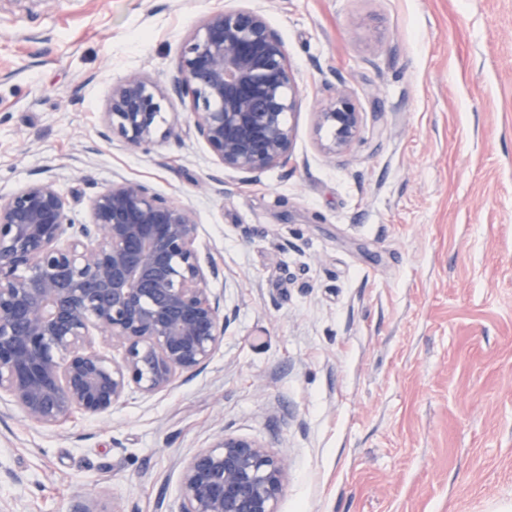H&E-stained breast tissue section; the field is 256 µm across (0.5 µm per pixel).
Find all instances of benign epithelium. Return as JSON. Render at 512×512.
<instances>
[{"label":"benign epithelium","mask_w":512,"mask_h":512,"mask_svg":"<svg viewBox=\"0 0 512 512\" xmlns=\"http://www.w3.org/2000/svg\"><path fill=\"white\" fill-rule=\"evenodd\" d=\"M315 112L329 161L364 131L363 113L330 84ZM190 98L189 131L221 173L256 182L288 163L300 93L288 51L252 9L209 15L160 86L139 72L112 85L106 137L132 148L159 132L162 102ZM81 197L37 178L0 197V394L47 427L95 417L135 389L153 395L210 362L231 314L208 288L221 269L199 243L189 207L135 180H117L72 218ZM288 459L225 433L180 472V512H277Z\"/></svg>","instance_id":"7a95c632"}]
</instances>
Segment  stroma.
I'll return each instance as SVG.
<instances>
[{
	"instance_id": "obj_1",
	"label": "stroma",
	"mask_w": 512,
	"mask_h": 512,
	"mask_svg": "<svg viewBox=\"0 0 512 512\" xmlns=\"http://www.w3.org/2000/svg\"><path fill=\"white\" fill-rule=\"evenodd\" d=\"M262 11L300 89L293 154L209 181L190 100L146 149L103 135L112 85L166 83L207 15ZM364 133L318 146L324 82ZM124 177L191 207L233 320L207 368L56 428L0 405V512H179L214 432L288 459L278 512L512 507V0H0V197Z\"/></svg>"
}]
</instances>
